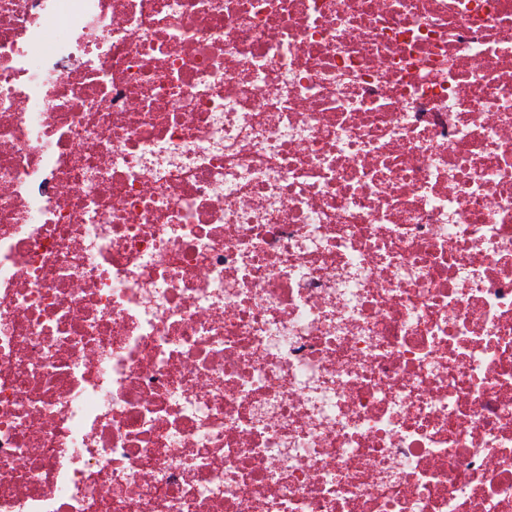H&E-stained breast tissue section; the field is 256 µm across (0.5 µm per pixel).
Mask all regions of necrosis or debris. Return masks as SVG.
Returning a JSON list of instances; mask_svg holds the SVG:
<instances>
[{
	"instance_id": "necrosis-or-debris-1",
	"label": "necrosis or debris",
	"mask_w": 512,
	"mask_h": 512,
	"mask_svg": "<svg viewBox=\"0 0 512 512\" xmlns=\"http://www.w3.org/2000/svg\"><path fill=\"white\" fill-rule=\"evenodd\" d=\"M0 512H512V0H0Z\"/></svg>"
}]
</instances>
